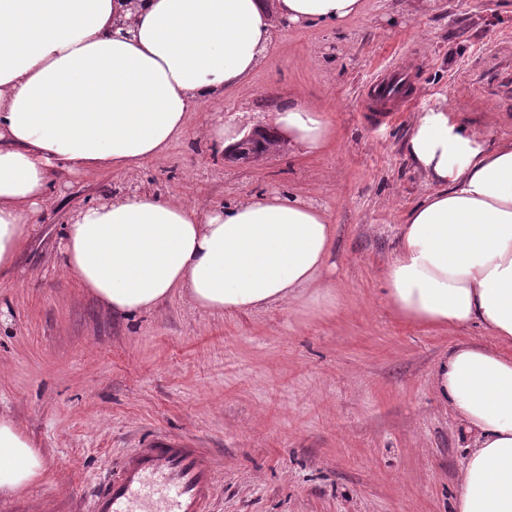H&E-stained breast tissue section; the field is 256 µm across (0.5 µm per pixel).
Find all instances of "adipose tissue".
<instances>
[{"instance_id":"adipose-tissue-1","label":"adipose tissue","mask_w":512,"mask_h":512,"mask_svg":"<svg viewBox=\"0 0 512 512\" xmlns=\"http://www.w3.org/2000/svg\"><path fill=\"white\" fill-rule=\"evenodd\" d=\"M364 0H0V270L64 175L133 172L185 137L187 115L244 84L278 26H339ZM271 129L303 153L333 135L296 94ZM404 150L431 184L399 226L386 301L400 318L461 330L433 386L469 437L456 512H512V142L487 143L447 107L417 113ZM336 228L297 197L201 208L152 191L77 210L60 265L113 313L179 293L208 312L301 302L322 281ZM44 460L0 417V496L41 479Z\"/></svg>"}]
</instances>
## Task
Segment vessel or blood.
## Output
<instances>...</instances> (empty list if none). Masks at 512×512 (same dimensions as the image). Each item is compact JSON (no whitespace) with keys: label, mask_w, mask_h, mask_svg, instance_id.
Segmentation results:
<instances>
[{"label":"vessel or blood","mask_w":512,"mask_h":512,"mask_svg":"<svg viewBox=\"0 0 512 512\" xmlns=\"http://www.w3.org/2000/svg\"><path fill=\"white\" fill-rule=\"evenodd\" d=\"M411 90L410 73L389 66L371 80L364 109L386 117ZM215 479V463L205 449L159 438L113 467L90 512H210Z\"/></svg>","instance_id":"vessel-or-blood-1"}]
</instances>
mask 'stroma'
<instances>
[{"mask_svg":"<svg viewBox=\"0 0 512 512\" xmlns=\"http://www.w3.org/2000/svg\"><path fill=\"white\" fill-rule=\"evenodd\" d=\"M506 40L512 0H366L342 27L280 31L250 81L189 112L185 138L138 173L58 182L0 273V415L45 464L0 512H87L112 467L156 437L189 440L217 463L211 512H453L467 439L432 375L457 340L484 332L400 319L384 273L429 189L404 151L416 114L444 103L489 141L512 140V93L489 81L490 51ZM392 63L411 71L413 93L381 123L363 102ZM294 93L329 118L323 153L242 166L212 151L215 109L265 126ZM142 190L202 208L269 191L313 201L336 226L328 295L246 314L174 296L113 314L62 271L63 231L77 209Z\"/></svg>","mask_w":512,"mask_h":512,"instance_id":"stroma-1","label":"stroma"}]
</instances>
